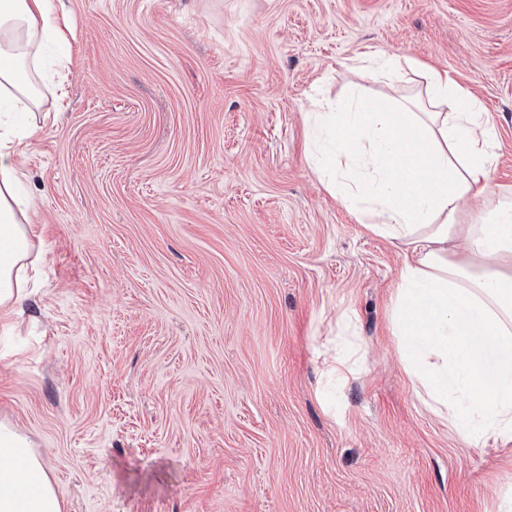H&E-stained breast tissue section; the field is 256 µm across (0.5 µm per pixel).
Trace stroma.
Listing matches in <instances>:
<instances>
[{
  "label": "stroma",
  "mask_w": 512,
  "mask_h": 512,
  "mask_svg": "<svg viewBox=\"0 0 512 512\" xmlns=\"http://www.w3.org/2000/svg\"><path fill=\"white\" fill-rule=\"evenodd\" d=\"M64 98L23 160L40 277L0 422L63 512H506L512 440L460 439L392 334L403 256L321 183L315 102L448 71L512 187V0H55Z\"/></svg>",
  "instance_id": "stroma-1"
}]
</instances>
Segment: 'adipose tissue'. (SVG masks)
Returning a JSON list of instances; mask_svg holds the SVG:
<instances>
[{"label":"adipose tissue","mask_w":512,"mask_h":512,"mask_svg":"<svg viewBox=\"0 0 512 512\" xmlns=\"http://www.w3.org/2000/svg\"><path fill=\"white\" fill-rule=\"evenodd\" d=\"M52 0H0V318L21 315L38 273L19 186L40 138L29 80ZM422 94L363 98L313 113L335 146L328 189L403 265L393 328L425 404L467 441L512 436V198L494 181V128L447 72L422 71ZM0 512H62L27 438L0 423Z\"/></svg>","instance_id":"1"}]
</instances>
